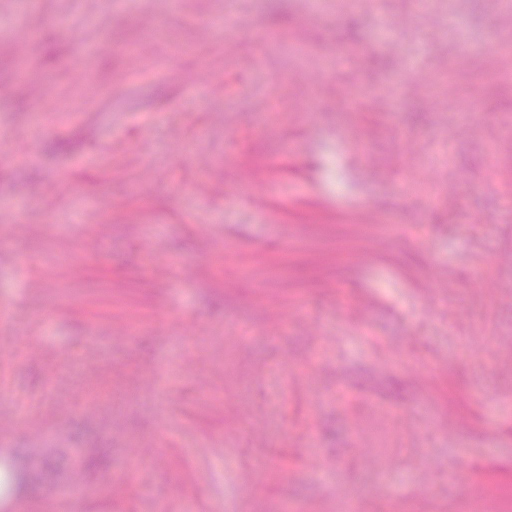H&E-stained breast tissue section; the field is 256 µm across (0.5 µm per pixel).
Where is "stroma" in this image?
<instances>
[{"label": "stroma", "mask_w": 512, "mask_h": 512, "mask_svg": "<svg viewBox=\"0 0 512 512\" xmlns=\"http://www.w3.org/2000/svg\"><path fill=\"white\" fill-rule=\"evenodd\" d=\"M503 21L0 0V512H512Z\"/></svg>", "instance_id": "obj_1"}]
</instances>
